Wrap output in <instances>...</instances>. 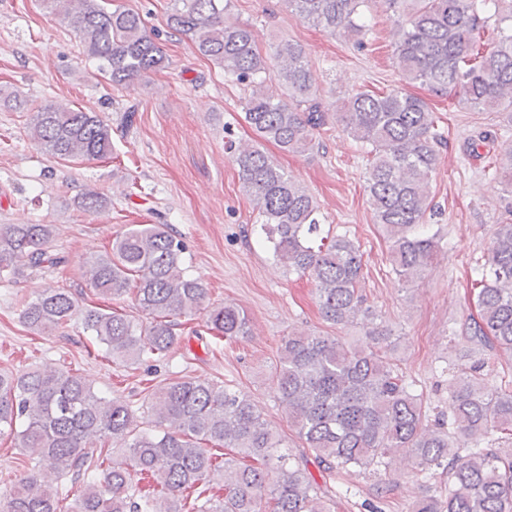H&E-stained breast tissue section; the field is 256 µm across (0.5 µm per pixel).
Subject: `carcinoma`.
<instances>
[{"instance_id":"1","label":"carcinoma","mask_w":512,"mask_h":512,"mask_svg":"<svg viewBox=\"0 0 512 512\" xmlns=\"http://www.w3.org/2000/svg\"><path fill=\"white\" fill-rule=\"evenodd\" d=\"M296 16L324 32H342L363 44L364 7L397 16L394 55L408 83L432 94L455 93L458 103L504 112L512 123V0H283ZM100 62L112 85L123 87L166 68V57L141 16L103 0H43ZM231 0H175L172 30L195 50L248 87L244 121L259 141L281 151L312 149L313 131L334 116L368 156L367 182L375 223L388 241V262L409 281L424 274L439 233L424 231L434 214L432 182L441 164L443 136L437 116L417 95L359 90L328 114L318 101L315 75L302 45L281 41L270 54L258 47L252 25L230 15ZM494 27H488L490 20ZM273 78L288 95L265 90ZM32 140L60 160H101L112 154V129L98 112L66 104L36 108ZM225 152L260 219V238L286 269L309 274L324 320L347 326L374 319L362 293L363 252L346 235L324 230L319 205L271 156L242 145L224 127ZM495 172L512 187V148L495 154ZM87 189L79 207L106 208ZM53 224L0 225V277L45 266ZM478 314L467 340L512 355V222L496 225L490 255L475 269ZM82 277L95 295L130 298L147 324L102 307L80 305L68 288L48 286L24 302L21 319L34 334L81 319L84 332L107 359L140 365L165 358L178 341V319L205 317L207 333L228 342L250 333L245 312L233 303L207 306V288L189 274L184 246L168 224H129L111 250L92 256ZM380 347L365 349L336 336L296 332L282 340L274 391L290 424L323 471L349 467L388 469L402 448L414 472L448 477V489L412 512H512V450L496 443L512 437V387L485 381L484 363L448 379L454 431L429 418L422 395L407 381L390 337L367 332ZM59 478L80 484L69 512H331L302 462L289 457L246 396L218 381L189 375L159 383L139 416L126 402L95 393L70 369L0 371V436ZM127 449L112 466V448ZM224 470V497L207 478ZM65 485L45 484L30 473L0 512H61Z\"/></svg>"}]
</instances>
